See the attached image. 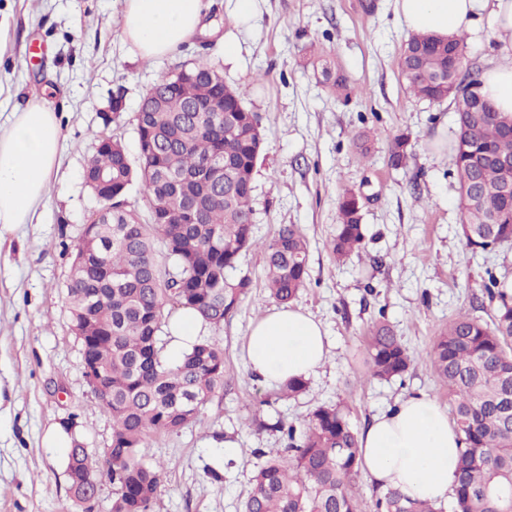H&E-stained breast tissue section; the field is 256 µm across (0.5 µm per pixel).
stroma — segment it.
Masks as SVG:
<instances>
[{"label": "stroma", "instance_id": "stroma-1", "mask_svg": "<svg viewBox=\"0 0 512 512\" xmlns=\"http://www.w3.org/2000/svg\"><path fill=\"white\" fill-rule=\"evenodd\" d=\"M205 4L203 32L146 60L121 34L125 0H0L8 22L0 29V82L10 88L0 95V122L38 95L55 106L63 136L39 222L0 231V512H111V482L75 504L66 449L43 442L48 429L68 422L94 456L112 440V419L83 375L65 303L72 251L102 207L83 174L97 135L121 136L137 156L142 97L182 65L221 63L258 115L264 147L253 179L257 245L229 273L252 286L220 329L206 331L224 348V388L186 428L148 437L147 461L166 468L155 512H238L261 451L287 445L251 427L253 413L299 427L317 406L340 403L361 431L418 392L447 403L430 369L439 331L461 315L491 322L489 281L512 280V246H465L454 107L406 92L397 64L409 33L394 0H255L246 29L235 24L234 0ZM228 38L239 47L233 59L224 56ZM499 54L480 14L465 38V61L479 74ZM326 67L347 77L350 98L330 90ZM400 133L412 153L396 167L389 147ZM346 189L362 199L366 239L364 251L339 264L328 244ZM288 224L309 242L307 285L292 305L312 312L330 341L327 362L294 399L256 377L244 350L251 324L277 306L264 286L261 245ZM381 319L414 358L403 379L366 376L367 338ZM227 442L236 454L216 481L206 470Z\"/></svg>", "mask_w": 512, "mask_h": 512}]
</instances>
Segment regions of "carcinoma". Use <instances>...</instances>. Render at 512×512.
<instances>
[{
	"mask_svg": "<svg viewBox=\"0 0 512 512\" xmlns=\"http://www.w3.org/2000/svg\"><path fill=\"white\" fill-rule=\"evenodd\" d=\"M465 37L439 39L412 34L398 62L399 75L419 100H451L458 116L453 166L464 212L465 245L487 250L512 245V172L489 155L512 156V113L499 112L480 92V81L464 70ZM191 76L162 77L145 93L148 102L164 97L161 112L135 118L139 162L133 164L124 142L98 136L85 166L95 188L101 173L111 174L112 196L91 224L95 244L75 245L67 286L71 324L88 326L93 356L105 374L109 396L103 406L112 417V445L92 458L72 441L66 473L77 501L85 499L79 478L106 476L112 481V512H154L165 468L145 462L146 438L174 433L189 425L224 387V349L205 339L173 365L159 336L181 310H194L219 328L251 287L242 277L231 281L243 252L258 245L252 236L253 173L262 149L261 134L251 131L258 116L244 104V93L224 81L209 60L187 68ZM208 112H194L196 104ZM408 136L394 138V165L407 159ZM224 153L234 171L229 195L212 182L203 162ZM171 175L194 178L203 192L202 216L190 220ZM139 186L149 207L145 224L128 202ZM336 235L331 256L341 261L365 247L359 197L344 190L337 200ZM266 254L265 287L287 304L306 286L309 245L290 224L261 244ZM492 323L461 315L437 336L431 367L448 388L453 425L459 440L456 477L448 505L410 501L399 491L382 490L376 512H512V297L494 291ZM412 365L392 328L380 321L368 336L366 366L379 381L401 378ZM307 381L290 379L279 393L296 397ZM264 430L287 439L284 452L270 451L257 468L242 512H358L355 479L360 468L359 433L345 409L321 405L302 431L282 419H254Z\"/></svg>",
	"mask_w": 512,
	"mask_h": 512,
	"instance_id": "obj_1",
	"label": "carcinoma"
}]
</instances>
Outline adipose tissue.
I'll return each instance as SVG.
<instances>
[{
  "label": "adipose tissue",
  "instance_id": "adipose-tissue-1",
  "mask_svg": "<svg viewBox=\"0 0 512 512\" xmlns=\"http://www.w3.org/2000/svg\"><path fill=\"white\" fill-rule=\"evenodd\" d=\"M204 9V0H126L122 34L142 58L160 57L197 31ZM395 10L409 32L442 39L472 31L480 12H488L504 59L483 72L481 90L499 111L512 112V0H395ZM60 136L56 112L43 100L30 101L8 126H0V227L32 223L49 201ZM205 327L195 311L176 315L170 323L171 361L190 350ZM246 352L251 370L263 382L278 385L309 377L329 357L320 321L286 306L253 324ZM360 441L362 469L382 488L399 489L412 499L447 502L459 444L435 398L420 393L404 399L374 417Z\"/></svg>",
  "mask_w": 512,
  "mask_h": 512
}]
</instances>
